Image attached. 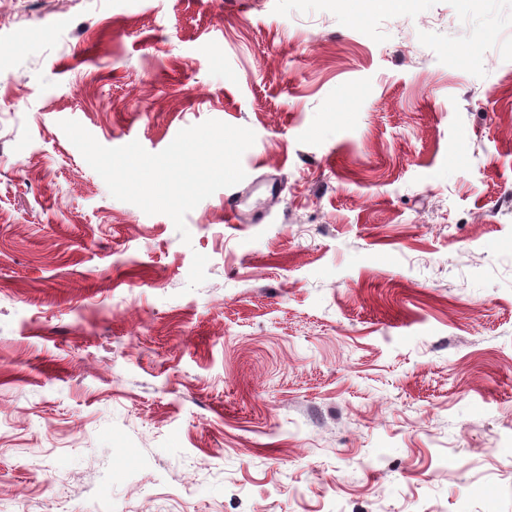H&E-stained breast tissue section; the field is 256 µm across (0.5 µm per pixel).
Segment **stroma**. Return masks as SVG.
I'll use <instances>...</instances> for the list:
<instances>
[{"mask_svg": "<svg viewBox=\"0 0 512 512\" xmlns=\"http://www.w3.org/2000/svg\"><path fill=\"white\" fill-rule=\"evenodd\" d=\"M256 135L228 222L59 123ZM0 512H512V0H0Z\"/></svg>", "mask_w": 512, "mask_h": 512, "instance_id": "obj_1", "label": "stroma"}]
</instances>
